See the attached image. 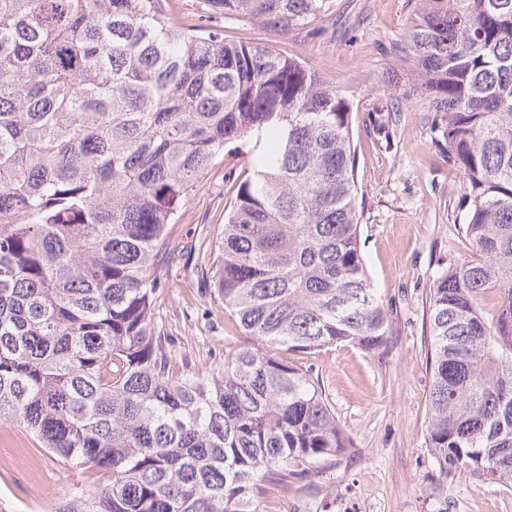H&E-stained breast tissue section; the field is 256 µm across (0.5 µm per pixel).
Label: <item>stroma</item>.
Wrapping results in <instances>:
<instances>
[{
  "mask_svg": "<svg viewBox=\"0 0 512 512\" xmlns=\"http://www.w3.org/2000/svg\"><path fill=\"white\" fill-rule=\"evenodd\" d=\"M203 7V0H175L173 18L203 22L230 39L272 44L354 92L360 247L393 318L386 353L341 344L307 357L352 446L258 499L259 512H512V482L444 475L428 448L430 290L442 264L471 257L473 249L462 231L466 181L437 146L432 113L411 103L391 139L377 131L385 99L381 73L404 67L393 47L403 41L407 0H330L333 19L316 22L313 35L303 29L281 35ZM255 155L253 141L227 145L169 226L154 315L174 341V375L223 368L228 353L251 344L198 271L212 261L235 186L251 175ZM86 478L83 469L35 447L15 423L0 420V512H44Z\"/></svg>",
  "mask_w": 512,
  "mask_h": 512,
  "instance_id": "1",
  "label": "stroma"
}]
</instances>
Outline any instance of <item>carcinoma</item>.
I'll list each match as a JSON object with an SVG mask.
<instances>
[{"label": "carcinoma", "instance_id": "cac0c4a2", "mask_svg": "<svg viewBox=\"0 0 512 512\" xmlns=\"http://www.w3.org/2000/svg\"><path fill=\"white\" fill-rule=\"evenodd\" d=\"M166 0H0V419L108 475L53 512H256L349 441L312 369L383 353L388 306L359 245L353 99L268 45L184 28ZM274 32L328 0H204ZM414 100L463 173L474 255L430 301L427 438L440 472L512 481V0H408ZM264 145L207 269L254 346L175 376L155 322L168 225L224 144ZM495 292L491 315L484 298Z\"/></svg>", "mask_w": 512, "mask_h": 512}]
</instances>
